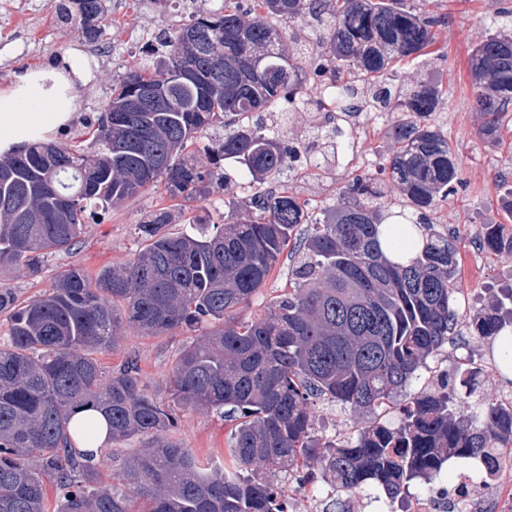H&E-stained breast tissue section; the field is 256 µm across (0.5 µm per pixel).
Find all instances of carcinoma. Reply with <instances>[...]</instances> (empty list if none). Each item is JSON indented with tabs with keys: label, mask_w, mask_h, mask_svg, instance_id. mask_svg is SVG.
I'll use <instances>...</instances> for the list:
<instances>
[{
	"label": "carcinoma",
	"mask_w": 512,
	"mask_h": 512,
	"mask_svg": "<svg viewBox=\"0 0 512 512\" xmlns=\"http://www.w3.org/2000/svg\"><path fill=\"white\" fill-rule=\"evenodd\" d=\"M228 0L224 11L198 15L156 38L150 59L112 88L104 112L88 121L90 143L40 139L0 154V273L20 266L37 273L45 256L75 244L89 211H106L164 179L172 197L207 195L213 172L190 151L201 133L221 125L209 146L213 164L232 160L247 184L274 180L298 161L294 141L274 135L264 118L278 104L347 112L359 97L406 119L390 127L389 167L412 210H392L367 174L344 185L336 203L309 214L295 187L257 191L254 215L214 234H171L165 209L138 225L147 245L129 262L91 275L59 272L48 292L26 302L0 290L9 344L0 345V512H284L283 480L316 479L321 469L334 494L382 489L389 502L420 480L431 484L450 458L491 461L512 446V411L479 390L481 368L440 377L438 387L409 393L427 360L456 330L453 279L457 248L427 216L457 192L455 154L432 122L443 99L427 82L397 87L398 69L425 62L439 19L399 0ZM57 20L86 42L105 32V0H52ZM200 33L193 46L184 31ZM182 68L193 79H176ZM477 130L500 142L512 111V36L492 35L470 57ZM160 90L161 103L120 109L133 84ZM339 129L319 125L305 136L345 148ZM305 166L321 168L308 155ZM310 224L288 291L247 321L234 312L266 282L294 229ZM415 251L410 264L389 260L379 227ZM507 321L493 309L471 322L498 341L512 362ZM196 333L171 370L174 405L157 400L136 363L106 371L96 354L113 350L128 332ZM319 395L376 414L406 398L400 422L377 420L355 441L313 434L309 397ZM204 408L235 420L228 438L230 469L208 471L172 437L173 407ZM104 411L112 441L143 439L123 467V488L101 481L97 464L73 451L77 410Z\"/></svg>",
	"instance_id": "1"
}]
</instances>
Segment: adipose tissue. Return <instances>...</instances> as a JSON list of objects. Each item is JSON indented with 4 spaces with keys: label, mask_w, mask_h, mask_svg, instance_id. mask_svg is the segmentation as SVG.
<instances>
[{
    "label": "adipose tissue",
    "mask_w": 512,
    "mask_h": 512,
    "mask_svg": "<svg viewBox=\"0 0 512 512\" xmlns=\"http://www.w3.org/2000/svg\"><path fill=\"white\" fill-rule=\"evenodd\" d=\"M26 88L25 96L13 92H0V146L15 145L17 138L13 128L18 113L29 115V123L35 130H53L69 120L71 108H59L51 104V89L46 88L35 75H27L22 79Z\"/></svg>",
    "instance_id": "obj_1"
}]
</instances>
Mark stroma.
<instances>
[{
    "label": "stroma",
    "instance_id": "obj_1",
    "mask_svg": "<svg viewBox=\"0 0 512 512\" xmlns=\"http://www.w3.org/2000/svg\"><path fill=\"white\" fill-rule=\"evenodd\" d=\"M439 16L436 51L423 66L398 71L393 84L411 85L429 79L440 86L444 99L432 119L446 134L460 161L462 181L455 195L438 203L429 213L436 229L447 233L458 248L455 284L459 290L457 309L462 321L473 320L512 290V251L487 249L488 260L481 270L470 265L469 233L473 227L512 225V180L498 174V167L512 166V131L497 145H483L477 137L480 122L474 110V91L469 74V56L476 43L500 32L497 20L503 9H512V0H406ZM110 25L100 45L79 40L75 30L59 23L49 0H0V91L15 88L18 75L31 72L51 76L56 66L76 63L86 68L84 78L71 84H58L60 100L74 99L72 118L62 128L50 131V139L67 142L85 130L87 117L99 115L108 101L113 85L150 52L160 32L173 31L188 23L192 15L218 12L224 0H107ZM373 120L370 131L359 122L343 119L346 140L358 141L357 157H348L329 170L284 169L277 179L280 186L293 185L311 213L333 205L336 196L355 175L367 172L382 183L387 199L401 205L402 199L390 182L385 167L393 151L387 138L391 121ZM226 181L213 183L205 199L181 207L170 200L163 183H154L136 197L113 207L104 216L87 223L78 242L70 250L48 256L39 275L20 269L0 275V289L8 288L26 299L48 290L62 270L79 267L88 272L127 263L145 245L138 224L162 208L170 209L172 224L166 232H213L223 224L226 201L236 204L239 220L249 219L248 193L242 191L237 170L223 162ZM294 263L292 249L279 256L264 285L249 306L237 312L246 320L264 312L273 298L288 285ZM189 332L176 330L163 336L144 337L127 334L113 351L100 354L104 367L131 360L138 364L151 393L163 403L172 400L170 373L175 359L189 340ZM492 341L471 333L460 341L443 344L430 359V367L421 371L411 388L419 390L437 385L440 374L455 372L467 358L490 355ZM172 437L191 449L209 470H223L229 458L225 451L231 424L209 410H182ZM372 416L320 398L316 401L314 433L325 440L353 437L369 424Z\"/></svg>",
    "mask_w": 512,
    "mask_h": 512
}]
</instances>
